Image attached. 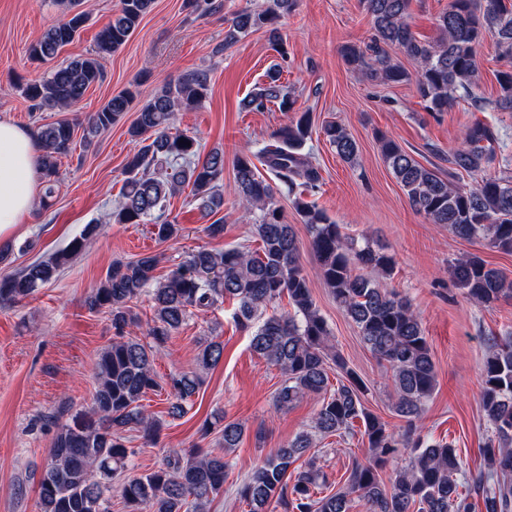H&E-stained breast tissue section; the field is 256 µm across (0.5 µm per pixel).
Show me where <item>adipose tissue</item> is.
Returning <instances> with one entry per match:
<instances>
[{"label": "adipose tissue", "instance_id": "obj_1", "mask_svg": "<svg viewBox=\"0 0 512 512\" xmlns=\"http://www.w3.org/2000/svg\"><path fill=\"white\" fill-rule=\"evenodd\" d=\"M39 166L31 131L0 120V240L12 238L31 213Z\"/></svg>", "mask_w": 512, "mask_h": 512}]
</instances>
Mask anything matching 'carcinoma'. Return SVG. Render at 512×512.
<instances>
[{"instance_id":"cac0c4a2","label":"carcinoma","mask_w":512,"mask_h":512,"mask_svg":"<svg viewBox=\"0 0 512 512\" xmlns=\"http://www.w3.org/2000/svg\"><path fill=\"white\" fill-rule=\"evenodd\" d=\"M410 2L364 0L373 33L363 48L344 47L346 63L383 84L414 80L424 109L434 115L448 111L458 91L478 112H512L511 67L496 72V96L478 93V59L487 39H492L501 55L512 58V0H450L437 18L439 37L432 42L421 41L413 33ZM291 5L292 0H270L261 9L234 13L224 45L265 29L278 53L286 56L276 24ZM78 6L79 0H66L67 20L52 26L30 46V59L52 61L74 41L88 22ZM152 7L153 0H120L117 13L97 33L93 53L68 60L18 85L19 90L38 110L79 104L86 91L102 81L100 59L120 49ZM392 46L403 51L414 71L391 58L387 48ZM207 91V75L195 73L165 88L137 111L128 135L140 148L124 165L125 179L113 212L117 223L142 224L149 219L157 238L167 240L178 231L166 215L169 197L189 187L207 216L224 204V152L214 149L202 157L195 136L172 132L175 112L200 106ZM135 97L136 91L130 88L113 95L88 117L84 139L91 141L116 124ZM271 102L282 112L292 111L295 105L290 93L273 81L248 99L246 107L262 112ZM312 129V115L302 112L258 150L236 158L240 203L257 211V248L200 249L162 278L156 276L160 259L155 254L115 261L92 290L89 308L109 312L112 342L96 361L97 387L91 409L68 414L51 442L49 461L37 480L41 512H109L112 481L121 474L119 493L127 512H205L224 492L231 468L224 449L240 443L241 423H224L217 453L194 448L186 455L171 449L154 469L133 475L129 470L136 450L127 446L122 430L138 428L146 441H159L161 424L140 408L143 396L163 389L152 367L154 353L178 332L190 310L210 308L226 298L236 301L235 324L252 330V351L284 377L275 396L277 409L310 393L326 394L311 430L298 433L243 480L238 494L249 512H267L272 501L282 505L284 512H348L353 494L365 501L368 512H474L473 495L482 499L485 512H512L511 338L492 343L481 369L480 401L493 437L481 447L484 469L475 476L463 470L456 448L446 441L398 440L388 423L364 406L366 384L339 353L329 351L331 332L299 262L296 233L277 205L276 194L284 190L294 196L323 281L336 304L356 324L363 342L390 367L396 414L406 420L409 430L417 429L423 407L437 385L430 345L411 302L379 285V280L393 273V257L367 241L358 247L347 241L339 225L298 193L302 187L314 194L323 181L320 168L303 152ZM74 131L67 121L37 128L36 138L45 151L41 169L45 208L58 191L57 160L70 153ZM321 133L341 159L356 160L359 147L345 127L329 121L321 126ZM496 142L495 127L475 120L467 127L462 144L450 151L448 177L444 178L392 139L379 137L381 155L414 211L432 224L448 226L460 238L486 239L491 247L512 253V177L487 172ZM260 165L268 176L260 173ZM462 171L479 177L473 188L454 184L453 178ZM93 231L88 224L49 260L34 261L18 273L0 277V307L13 305L51 282L81 253ZM450 269L467 297L480 305L512 294V283L477 255L455 260ZM145 292L152 296L154 310L146 343L130 336L131 328L138 325L130 303ZM284 295L293 312L264 315ZM223 353L222 344L210 342L197 355L200 371L169 377L167 385L175 397L169 416H184L185 403L203 383L200 372L217 366ZM332 364L343 381L330 392L328 368ZM357 432L367 440L370 459L353 464L345 489L321 494L327 480L312 460L288 481L289 468L316 447V436ZM401 446L408 460L386 483L378 469Z\"/></svg>"}]
</instances>
